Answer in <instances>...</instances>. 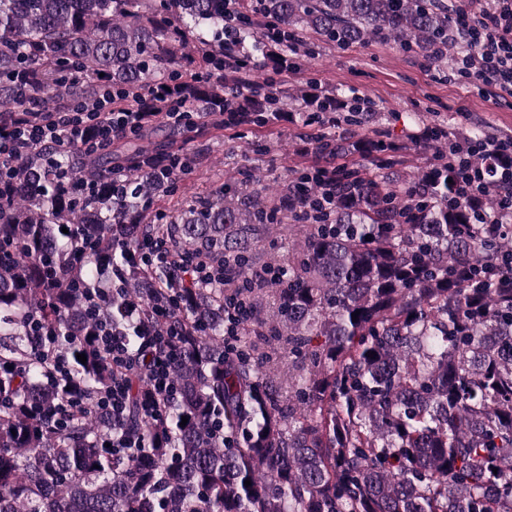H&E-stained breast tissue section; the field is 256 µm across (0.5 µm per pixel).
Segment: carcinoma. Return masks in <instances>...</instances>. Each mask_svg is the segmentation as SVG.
Instances as JSON below:
<instances>
[{
	"label": "carcinoma",
	"mask_w": 512,
	"mask_h": 512,
	"mask_svg": "<svg viewBox=\"0 0 512 512\" xmlns=\"http://www.w3.org/2000/svg\"><path fill=\"white\" fill-rule=\"evenodd\" d=\"M224 2L0 0V115L154 87L162 112L224 113L198 134L264 132L288 109L282 54L382 41L443 66L467 50L444 0H236L230 16ZM236 57L262 75L187 82ZM312 100L324 112L337 97L313 81L301 96ZM372 116L354 106L336 123ZM316 139L341 159L329 207L305 167L278 206L268 184L226 182L177 224L142 223L180 171L154 173L131 140L103 155L36 147L15 162L21 182L0 215V512H512V224L495 221L491 197L452 195L442 124L433 164L397 180L382 141ZM62 168L92 190L61 195ZM117 175L118 194L102 192ZM283 209L288 271L259 281L254 252ZM163 241L208 273L188 282L138 259ZM265 288L277 298L267 335L308 361L286 401L250 339ZM126 294L147 319L169 310L159 324L179 355L171 401L152 391ZM101 321L124 332L141 369L117 417L99 406L113 377ZM150 401L160 415L144 414ZM128 439L143 447L109 446Z\"/></svg>",
	"instance_id": "cac0c4a2"
}]
</instances>
